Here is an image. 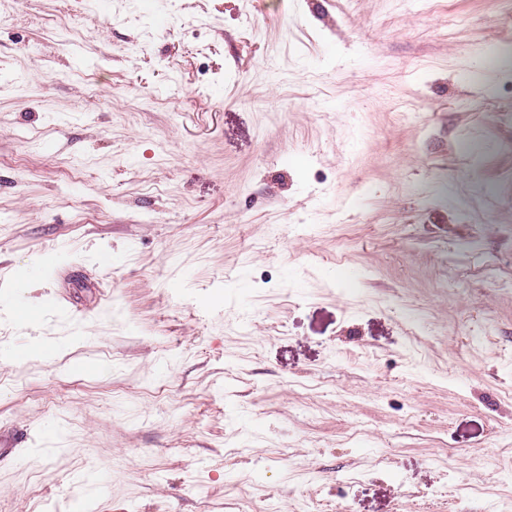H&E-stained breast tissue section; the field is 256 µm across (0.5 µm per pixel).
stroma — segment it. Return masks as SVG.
<instances>
[{"instance_id":"stroma-1","label":"stroma","mask_w":512,"mask_h":512,"mask_svg":"<svg viewBox=\"0 0 512 512\" xmlns=\"http://www.w3.org/2000/svg\"><path fill=\"white\" fill-rule=\"evenodd\" d=\"M0 8V512H512V0Z\"/></svg>"}]
</instances>
